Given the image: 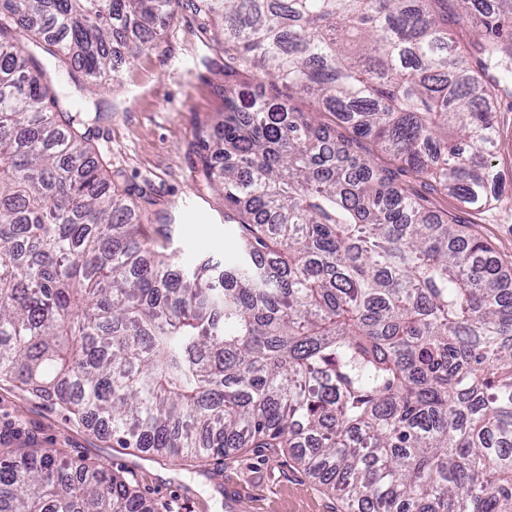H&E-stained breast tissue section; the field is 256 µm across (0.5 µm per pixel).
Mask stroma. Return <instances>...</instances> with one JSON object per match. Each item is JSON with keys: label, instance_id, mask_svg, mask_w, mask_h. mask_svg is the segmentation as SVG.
<instances>
[{"label": "stroma", "instance_id": "obj_1", "mask_svg": "<svg viewBox=\"0 0 512 512\" xmlns=\"http://www.w3.org/2000/svg\"><path fill=\"white\" fill-rule=\"evenodd\" d=\"M185 0L160 47L136 60L120 58V85L92 87L75 96L73 110L100 112L92 144L105 167L121 168L123 186H141L157 213L172 216V249L179 267L212 256L232 264L234 230L224 221V196L201 175L196 154L199 132L224 121V89L241 83L224 70V52L213 38L220 18L201 27ZM500 198L480 213L452 197L436 205L459 217L512 271V112L500 115ZM0 442L17 447L31 442L57 448L74 459L106 464L121 473L150 503L169 512H345L342 501L297 469L287 452L250 448L221 455L203 466H187L157 455L113 447L109 438L69 421L58 408L0 388Z\"/></svg>", "mask_w": 512, "mask_h": 512}]
</instances>
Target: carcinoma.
Instances as JSON below:
<instances>
[{"label": "carcinoma", "mask_w": 512, "mask_h": 512, "mask_svg": "<svg viewBox=\"0 0 512 512\" xmlns=\"http://www.w3.org/2000/svg\"><path fill=\"white\" fill-rule=\"evenodd\" d=\"M197 0L237 74L339 115L224 89L199 139L238 261L183 269L155 201L89 157L119 82L183 0H0V382L123 449L204 462L288 449L350 512H512V279L405 173L475 211L498 179L512 98V0ZM468 37L445 28L452 5ZM82 77H77V74ZM372 138L395 171L362 150ZM0 512H155L57 448H0Z\"/></svg>", "instance_id": "obj_1"}]
</instances>
